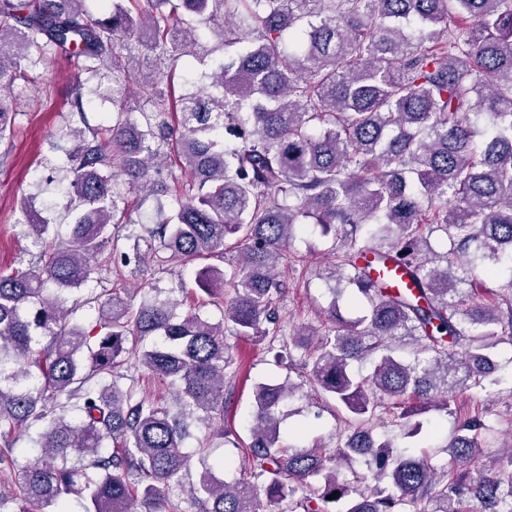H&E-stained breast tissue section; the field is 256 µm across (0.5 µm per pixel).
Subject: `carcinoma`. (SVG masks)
Masks as SVG:
<instances>
[{
    "mask_svg": "<svg viewBox=\"0 0 512 512\" xmlns=\"http://www.w3.org/2000/svg\"><path fill=\"white\" fill-rule=\"evenodd\" d=\"M83 3L0 0V140L18 115L14 86L48 95L36 71L56 57L77 69L68 112L85 115L93 81L114 109L106 138L68 129L69 167L47 178L73 215L66 239L0 274V436L39 428L32 464L0 449V484L18 475L0 512H66L72 496L84 512H184L173 486L194 455L195 512H468L465 498L476 512H512V444L483 463V414L448 439L449 467L374 434L387 404L413 437V417L499 384L490 352L512 343V0H112L99 17ZM135 34L154 54L150 81L131 66ZM205 38L224 61L200 74V93L175 94L177 75L211 54ZM133 83L150 104L143 124L122 108ZM158 166L186 174L152 184L174 213L120 249L132 220L112 180L141 188ZM311 221L336 240L329 328L287 333L278 266ZM18 223L38 243L51 229L28 201ZM232 238L236 268L195 277L220 322L177 312L156 288L137 303L104 293L90 299L89 326L67 321L99 260L138 268L144 242L159 262L186 264L223 255ZM389 264L415 289L383 288L374 273ZM500 275L490 301L472 288ZM131 336L161 341L132 357ZM226 336L299 362L310 390L344 411L336 448L284 444L283 408L303 384L262 382L243 477L228 484L207 449L184 451L192 417L228 437ZM364 360L366 375L354 367ZM126 366L172 388L178 410L147 398ZM354 459L366 473L348 478L341 464Z\"/></svg>",
    "mask_w": 512,
    "mask_h": 512,
    "instance_id": "carcinoma-1",
    "label": "carcinoma"
}]
</instances>
